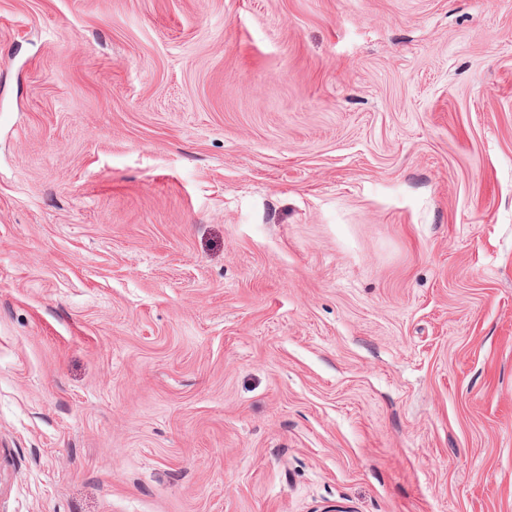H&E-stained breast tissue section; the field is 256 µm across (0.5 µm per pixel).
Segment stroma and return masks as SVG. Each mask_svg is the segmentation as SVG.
<instances>
[{
	"label": "stroma",
	"mask_w": 512,
	"mask_h": 512,
	"mask_svg": "<svg viewBox=\"0 0 512 512\" xmlns=\"http://www.w3.org/2000/svg\"><path fill=\"white\" fill-rule=\"evenodd\" d=\"M0 512H512V0H0Z\"/></svg>",
	"instance_id": "35a3bbf8"
}]
</instances>
